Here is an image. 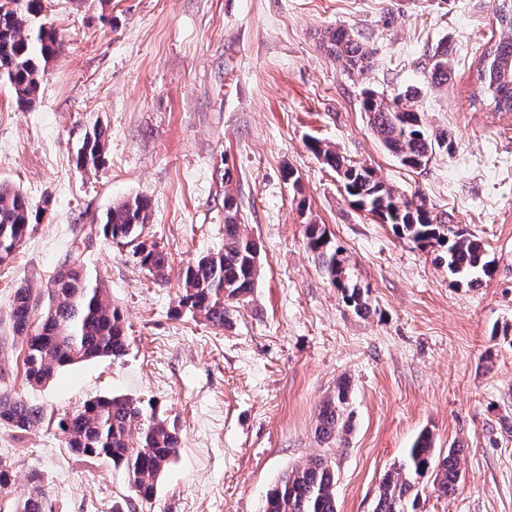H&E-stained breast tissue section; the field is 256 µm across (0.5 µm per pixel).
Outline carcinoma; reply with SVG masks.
<instances>
[{
  "instance_id": "cac0c4a2",
  "label": "carcinoma",
  "mask_w": 512,
  "mask_h": 512,
  "mask_svg": "<svg viewBox=\"0 0 512 512\" xmlns=\"http://www.w3.org/2000/svg\"><path fill=\"white\" fill-rule=\"evenodd\" d=\"M48 0H0V84L9 87L17 107L29 109L35 103L46 66L60 51L57 34L47 26ZM497 18L503 35L480 60L478 76L489 94L495 112H512V0H501ZM331 56L348 69L370 67L372 53L347 30L327 32ZM448 43L441 42L428 57L430 82H448ZM417 92L407 89L393 98L366 91L362 110L385 150L403 166L420 169L440 151H451L453 141L446 132L428 130L416 106ZM108 127L95 122L85 129L77 150V167L99 166ZM308 149L343 183L345 193L359 209L379 218L401 235L422 245L434 242L445 248L440 261L448 273L466 281L470 288L482 285L493 261L482 241L466 230L431 215L419 193L400 194L368 166H360L336 149L312 141ZM148 198L128 197L103 214L99 229L109 243L130 246L140 266L154 280L164 281L168 255L156 243L141 240L151 222ZM38 219V211L20 190L0 185V264L12 259ZM308 248L316 253L321 269L343 300L359 311L368 310L359 289L345 282L346 270L330 246L325 226L308 224ZM256 243L239 222L232 199L224 200V250L207 253L187 265L181 275L179 306L203 317L216 328L230 320L232 307L249 302L254 293L259 265ZM11 344L24 350L25 378L41 385L61 368L99 357L119 359L126 354L128 336L121 309L94 278L80 256H72L48 280L39 296L18 287L8 313ZM349 383L336 385V392L319 409L318 434L340 440L351 429L347 412ZM0 422L18 432L52 425L71 452L85 458H104L124 468L132 496L151 500L162 476L170 466L179 437L167 420L141 401L125 395H109L83 403L58 418L22 396L0 389ZM462 449L435 452L433 437L422 432L408 449L407 457L387 472L379 484L375 512H417L422 480H431L440 496L455 493L461 478ZM15 512H54L52 503L34 489L15 503ZM265 512H337L336 468L318 455L293 467L266 496Z\"/></svg>"
}]
</instances>
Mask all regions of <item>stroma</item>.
<instances>
[{
    "label": "stroma",
    "instance_id": "obj_1",
    "mask_svg": "<svg viewBox=\"0 0 512 512\" xmlns=\"http://www.w3.org/2000/svg\"><path fill=\"white\" fill-rule=\"evenodd\" d=\"M496 0H51L64 43L35 105L0 85V183L42 209L0 266V331L17 286L42 291L73 253L121 308L128 352L60 370L29 386L23 356L0 360L5 385L47 413L125 394L174 426L179 448L156 496L134 512H262L285 472L315 455L336 467L338 512H374L378 487L422 431L438 451L461 445L454 494L422 492L420 512H512V112L492 111L477 68L500 36ZM344 28L372 52L365 71L322 45ZM446 42L448 82L429 83L425 55ZM418 89L419 111L454 147L421 169L381 145L361 109L365 90ZM107 125L103 162L77 168L83 128ZM374 168L401 194L482 239L493 262L480 288L457 285L438 256L353 206L310 139ZM232 195L259 250L253 299L226 328L178 306L181 273L224 248ZM147 197V242L168 254L154 282L132 248L106 242L98 222L114 203ZM325 225L359 313L308 249ZM350 383L346 442L316 432L317 413ZM0 460L31 477L55 512H112L125 472L83 460L53 429L0 426Z\"/></svg>",
    "mask_w": 512,
    "mask_h": 512
}]
</instances>
